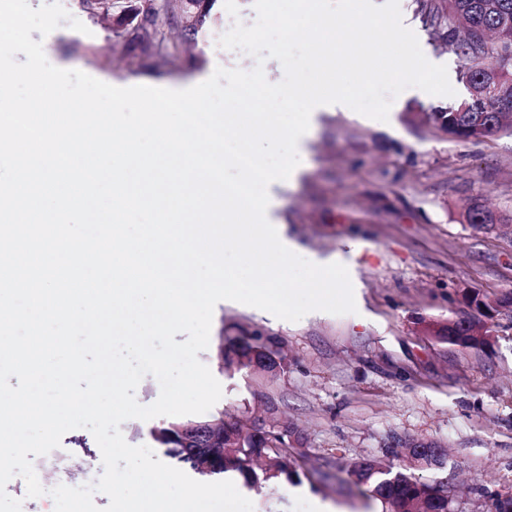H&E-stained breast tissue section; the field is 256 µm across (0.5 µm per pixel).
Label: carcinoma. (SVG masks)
Returning a JSON list of instances; mask_svg holds the SVG:
<instances>
[{
	"label": "carcinoma",
	"mask_w": 512,
	"mask_h": 512,
	"mask_svg": "<svg viewBox=\"0 0 512 512\" xmlns=\"http://www.w3.org/2000/svg\"><path fill=\"white\" fill-rule=\"evenodd\" d=\"M83 7L104 20L114 17L117 0H80ZM141 9L127 13L141 17L136 23L139 37L154 40L163 23H181L185 39L195 35L208 15V0H144ZM447 3L448 41L453 43L463 61L458 79L466 95L447 110L433 113L438 131L457 140L471 141L512 135V0H445ZM467 223L477 229L493 225L498 218L481 205L466 208ZM470 311L445 321H419L424 335L439 343L448 342V331L459 330L472 313L487 319L504 309L512 310V292L491 298L478 291L463 293ZM233 355L224 358L227 369L252 367L251 352L259 354L278 344L274 336L261 330H243L227 339ZM224 426L235 435L224 439V467L212 472L222 476L232 472L245 484L260 487L266 483L291 481L297 475L304 452L288 444L274 421L267 422L263 448H255V426L245 427L234 421ZM392 462L362 460L339 471H345L353 483L379 500L386 512H448V495L437 484L423 481L408 473L409 447L398 443L388 449Z\"/></svg>",
	"instance_id": "obj_1"
}]
</instances>
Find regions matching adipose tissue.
Listing matches in <instances>:
<instances>
[{
  "instance_id": "ef3b65f1",
  "label": "adipose tissue",
  "mask_w": 512,
  "mask_h": 512,
  "mask_svg": "<svg viewBox=\"0 0 512 512\" xmlns=\"http://www.w3.org/2000/svg\"><path fill=\"white\" fill-rule=\"evenodd\" d=\"M293 94L301 98L303 110L296 128L290 130L287 137L295 151L300 153L305 150L310 132L318 125L321 115L346 110L350 94L347 90L335 87L321 92L305 86L294 89ZM302 173V167L295 164L289 165L288 173L284 176L276 172L265 173L263 180L267 185L266 195L260 199L247 197L243 200L244 208L257 223L262 224L267 238L281 253L291 258L304 253L295 241L285 236L282 226L275 224L274 212L280 205L281 191L295 184ZM307 258L315 269L332 274L335 286L343 296H350L352 288L358 287L357 265L353 258L341 254L326 257L312 254Z\"/></svg>"
}]
</instances>
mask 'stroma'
Wrapping results in <instances>:
<instances>
[{"label": "stroma", "mask_w": 512, "mask_h": 512, "mask_svg": "<svg viewBox=\"0 0 512 512\" xmlns=\"http://www.w3.org/2000/svg\"><path fill=\"white\" fill-rule=\"evenodd\" d=\"M86 27L60 26L45 38L54 66L83 71L105 83L136 79L157 87L184 82L208 65L202 47L224 33V3L214 0L193 41L162 30L175 54L144 46L131 27L114 37L78 0H60ZM421 47L446 60L457 96L462 61L446 26L427 22L444 0H405ZM446 96L395 98L388 121L349 110L322 115L304 153L300 181L281 195L278 211L287 237L320 256L360 247L356 256L363 309L344 315H305L296 322L240 303L219 305L210 343L199 358L222 387L212 407L228 419H275L292 430L305 458L290 482L247 488L254 512H382L379 501L334 476L339 464L386 460L394 439L445 448L444 467L420 471L444 485L452 512H489L495 497L512 495V312L495 319L490 346L460 348L422 334L419 319L460 315L462 294L512 291V137L459 141L435 129L427 114L452 105ZM480 203L502 222L477 230L465 208ZM242 329L276 336L288 373L266 381L258 370H228L216 357L222 337ZM45 495L30 498L22 477L7 493L21 512H55L50 489L92 484L102 454L85 429L65 433L59 448L35 457Z\"/></svg>", "instance_id": "35a3bbf8"}]
</instances>
